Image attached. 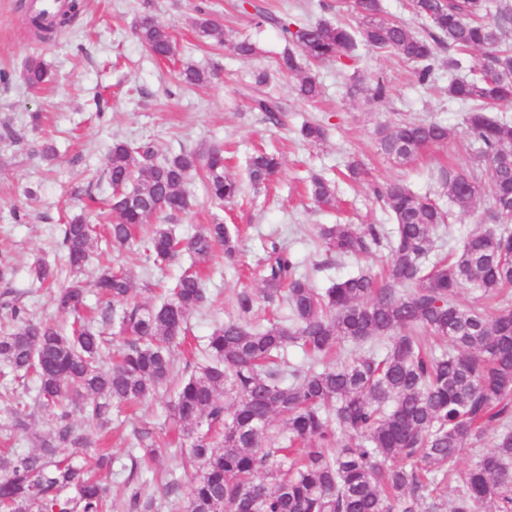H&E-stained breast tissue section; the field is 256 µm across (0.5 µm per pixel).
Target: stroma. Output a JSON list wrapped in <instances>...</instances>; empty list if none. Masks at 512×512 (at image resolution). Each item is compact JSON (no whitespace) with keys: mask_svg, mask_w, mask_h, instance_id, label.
Returning a JSON list of instances; mask_svg holds the SVG:
<instances>
[{"mask_svg":"<svg viewBox=\"0 0 512 512\" xmlns=\"http://www.w3.org/2000/svg\"><path fill=\"white\" fill-rule=\"evenodd\" d=\"M143 1L84 0L74 27L41 43L26 31L18 0H0V71L7 74L0 80V261L12 269L8 280L0 282V294L9 293L35 321L66 325L52 293L33 283L31 266L40 257L63 264L60 224L79 213L86 195L102 200L110 195L104 168L113 141L148 143L164 154L218 144L231 155L228 173L241 180L255 148L278 150L282 167L272 180L260 187L245 184L240 196L221 207L210 203L199 178H191L192 206L172 221L176 237L184 240L201 225L222 219L238 245L236 262L225 261L220 253L210 261L204 277L209 303L189 314L190 345L174 352L177 366H195L213 329L235 315L238 292L260 294L254 271L269 242L289 251L320 290L342 278L380 272L390 257L387 249L360 257L327 255L318 245L319 226L390 224L388 211L371 194L374 183L398 182L449 206L439 171L473 165L474 151L463 130L468 107L449 100L446 68H437L432 85L423 86L414 77L413 64L364 45L348 66H318L321 97L314 102L300 99L293 78L278 70L286 43L275 25L258 24V13L298 23H350L354 0H210L218 26L211 37L199 36L191 24L196 0H148L154 18L177 44L174 62L157 61L137 39ZM240 39L255 43L258 52L251 60L230 50V42ZM33 58L54 73L53 81L38 91L29 90L22 79ZM184 61L218 68L219 77L206 86L182 87L176 74ZM261 72L269 75L266 91L283 103L286 124H269L250 107L254 80ZM379 82L386 95L376 100L370 90ZM402 117L437 121L454 134L448 142L424 148L410 163L399 164L380 152L376 130ZM306 121L322 124L326 140L315 145L301 140L298 130ZM46 144L54 147V156L42 155ZM352 161L364 168L361 179L350 177L347 165ZM314 174L335 179L338 208L319 207L309 199L308 182ZM486 211L481 203L471 213L455 214L437 235L438 251H459L471 233L487 227ZM91 266L126 270L133 299L147 305L160 304L162 285L180 273L177 265H156L136 255L134 248L113 249L102 242L93 246ZM34 385L31 378L16 383L0 378V449L29 452L37 437L50 432L47 415L37 408L27 433L10 428L13 409L27 400ZM173 396L174 387L167 384L134 408L113 409L104 447L78 457L79 465L92 470L100 453L110 456L103 474L111 496L123 495L133 482L154 494L159 512H179L195 476L183 469L181 448L170 447L138 467L129 451L137 430L174 436L168 409ZM171 475L180 487L168 494L162 485Z\"/></svg>","mask_w":512,"mask_h":512,"instance_id":"stroma-1","label":"stroma"}]
</instances>
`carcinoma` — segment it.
<instances>
[{"instance_id": "carcinoma-1", "label": "carcinoma", "mask_w": 512, "mask_h": 512, "mask_svg": "<svg viewBox=\"0 0 512 512\" xmlns=\"http://www.w3.org/2000/svg\"><path fill=\"white\" fill-rule=\"evenodd\" d=\"M411 8L420 31L385 17L381 0L355 5L354 25L321 20L293 27L263 13L259 18L276 25L290 45L278 67L298 77L294 89L306 101L318 99L321 86L315 74L302 71L298 52L311 62L342 63L354 59L363 42L417 64L421 85L432 82L439 53L448 51L452 72L463 68V55L482 52L470 74L448 80V96L469 105L466 134L476 167L444 170L441 178L451 202L470 213L483 192L478 169L486 168L489 209L499 224L472 234L457 254L431 263L435 233L447 213L400 184L375 186L373 195L394 220L392 231L332 224L320 227L317 237L337 257L387 248L383 281L360 274L321 292L299 274L292 254L271 243L259 273L263 300L286 306L288 317L251 323L254 294L239 292L241 317L212 331L206 364L180 379L172 412L188 442L189 463L197 468L181 512H476L478 506L512 512V303L487 313L456 302L467 284L490 296L512 286V121L488 115L489 108L512 102V46L505 43L512 33V0H499L490 19L487 0H411ZM82 9V0H68L54 20L28 14L25 25L34 38L47 40L73 26ZM195 12L194 28L214 35L216 23L202 0ZM136 34L157 59L177 54L166 28L147 12ZM229 48L243 60L257 54L247 39ZM214 76L215 70L191 63L179 73L189 87ZM48 78L41 60L30 61L23 73L35 91ZM266 81L265 74L255 81L251 109L278 124L284 108L261 90ZM300 134L317 144L325 130L306 122ZM451 135L439 122L399 120L379 129L378 142L401 163ZM280 165L278 155L256 152L248 164L250 182L267 183ZM198 170L215 204L240 193L239 182L225 172L219 146L164 155L149 145L114 141L105 162L112 222L99 229L81 215L70 219L62 228L66 270L43 261L31 268L32 279L55 289L57 308L73 316L70 332L37 322L4 300L15 325L0 336V366L16 379L36 374L34 403L48 412L52 429L35 451L0 455V512H155V498L142 486L128 485L116 502L101 476L56 454L59 448L78 454L95 447L112 406L147 400L178 375L173 348L184 338L189 313L208 302L203 267L219 248L226 260L236 258L235 239L224 224H206L190 239L185 251L191 264L159 306L132 302L123 272L102 268L89 284L84 276L98 232L125 246L153 218L160 223L141 243V254L155 262L176 259L178 241L165 221L190 209L187 185ZM310 194L320 206L336 204L335 185L325 177L311 180ZM88 285L122 305L118 323L126 341L108 368L99 364L100 332L81 314ZM422 332L439 343H425ZM346 341L370 349L335 359ZM290 344L311 355L312 365H290L284 358ZM79 404L87 421L82 430L70 410ZM275 416L283 428L271 436ZM493 424V448L457 469L463 448L481 441ZM341 434L346 439L338 447ZM134 438L151 458L167 445L148 429ZM334 446L336 453H328ZM450 483L455 498L446 511L440 491ZM68 489L76 495L63 496Z\"/></svg>"}]
</instances>
